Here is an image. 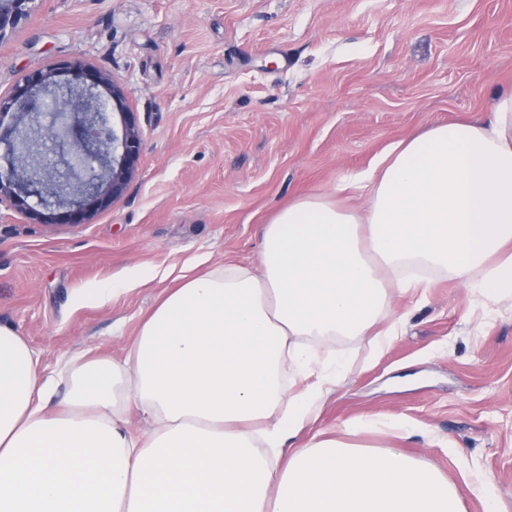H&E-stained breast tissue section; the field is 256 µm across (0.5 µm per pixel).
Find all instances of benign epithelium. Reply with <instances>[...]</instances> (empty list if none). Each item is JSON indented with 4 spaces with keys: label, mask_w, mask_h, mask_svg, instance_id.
I'll return each mask as SVG.
<instances>
[{
    "label": "benign epithelium",
    "mask_w": 512,
    "mask_h": 512,
    "mask_svg": "<svg viewBox=\"0 0 512 512\" xmlns=\"http://www.w3.org/2000/svg\"><path fill=\"white\" fill-rule=\"evenodd\" d=\"M29 2L0 0V37L26 17ZM62 68L76 82L55 79L50 68L0 94V112L16 111L5 139L12 172L0 179V203L36 198L41 209L24 211L39 224H81L104 203L124 198L140 157L135 113H119L121 130L111 125V103L123 98L112 75L81 64Z\"/></svg>",
    "instance_id": "benign-epithelium-1"
}]
</instances>
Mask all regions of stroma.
<instances>
[{
	"label": "stroma",
	"mask_w": 512,
	"mask_h": 512,
	"mask_svg": "<svg viewBox=\"0 0 512 512\" xmlns=\"http://www.w3.org/2000/svg\"><path fill=\"white\" fill-rule=\"evenodd\" d=\"M78 62L110 72L142 130L126 196L82 224L0 203V322L41 354L122 358L178 277L255 265L262 227L394 145L486 116L512 87V0H31L0 37V92ZM128 281L105 302L89 289ZM400 336L337 339L317 429L363 426L512 512V300L451 276L397 296Z\"/></svg>",
	"instance_id": "1"
}]
</instances>
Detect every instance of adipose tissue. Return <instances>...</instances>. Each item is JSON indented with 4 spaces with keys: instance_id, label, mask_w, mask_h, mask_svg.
Returning a JSON list of instances; mask_svg holds the SVG:
<instances>
[{
    "instance_id": "obj_1",
    "label": "adipose tissue",
    "mask_w": 512,
    "mask_h": 512,
    "mask_svg": "<svg viewBox=\"0 0 512 512\" xmlns=\"http://www.w3.org/2000/svg\"><path fill=\"white\" fill-rule=\"evenodd\" d=\"M353 190L364 210L339 204ZM438 273L512 298V89L488 117L433 125L281 209L257 265L183 277L122 360L73 366L59 414L39 352L0 323V512H461L427 462L315 428L336 381L318 348L339 336L379 348L397 331L376 329L393 294Z\"/></svg>"
}]
</instances>
